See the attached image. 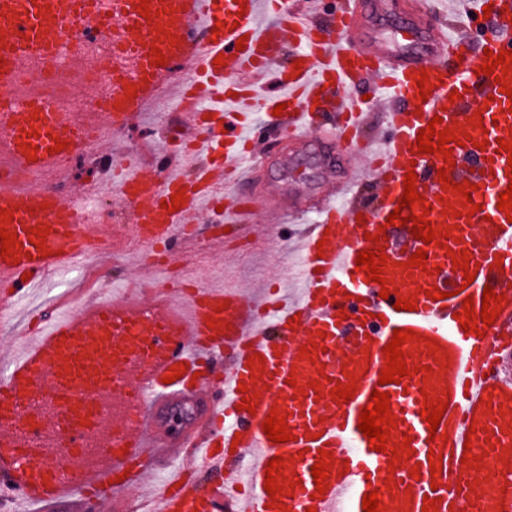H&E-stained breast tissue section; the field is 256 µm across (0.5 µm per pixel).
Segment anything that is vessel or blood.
Instances as JSON below:
<instances>
[{
	"label": "vessel or blood",
	"instance_id": "b4317fda",
	"mask_svg": "<svg viewBox=\"0 0 512 512\" xmlns=\"http://www.w3.org/2000/svg\"><path fill=\"white\" fill-rule=\"evenodd\" d=\"M140 2L113 0L138 74L131 81L114 76L112 97L94 121L101 138L133 121L176 67L200 76L194 85L178 84L179 96L204 103L186 115L195 131L189 172L180 170L181 154L168 150L160 157L162 172L139 167L122 180V200L139 217L129 236L142 250L160 245L173 260L187 244L183 229L204 209L222 207L228 221L251 213L252 198L227 202L214 191L250 182L260 129L279 128L298 146L331 131L338 144L356 147L364 123L360 88L368 79L385 100L383 132L369 163L381 203L372 208L359 201L350 180L341 200L323 204L299 243L301 289L294 295L253 301L241 288L209 286L193 289L178 306L156 287L144 296L95 298L79 309L54 311L0 365V499L41 512L64 502L77 512H112L149 468L162 465L171 472L153 496L158 512H364L363 497L372 491L385 512H422L428 498L438 512H455L461 503L465 512H512V379L501 373L503 358L512 357L504 340L512 333V223L497 208L512 184V159L498 144L512 137V98L494 77L478 72L487 54L512 49V0H475L473 20L485 23L477 35L471 23L457 32L424 26L415 14L394 20L385 14V0L336 9L328 23L298 0H151L149 20ZM68 9L67 0H0V89L15 87L22 61L64 36ZM394 25L404 33L401 40L387 35ZM288 44L299 67L281 62ZM157 49L165 57L160 67ZM423 72L432 90L421 100ZM454 91L459 99H451ZM279 104L284 111L277 116ZM477 112L483 120L474 127L469 119ZM437 115L442 127L456 125L471 136L447 159L419 152L416 144L419 130ZM59 139L73 151L86 144L78 124L64 123L47 107L0 113V165L28 175L0 182V209L14 216L7 230L23 244L16 260L0 257L1 312L13 310L49 274L108 247L104 225L76 223L69 196L41 185L61 158L53 150ZM86 145L104 167H113L99 140ZM411 170L425 198L411 214L426 212L432 227H450L444 246L423 244L406 226L384 243L372 240L402 199ZM446 178L474 189L466 197L443 190ZM177 192L185 197L181 208H163ZM468 198L480 206L471 217L462 212ZM34 227L48 231L43 248L31 241ZM421 248L427 268L409 266ZM366 249L384 250L395 295L382 298L381 284L357 270ZM454 250L469 253L472 284L453 265ZM488 286L507 302L484 335L465 332L456 315L466 297L481 300ZM432 288L443 299L426 298ZM401 296L414 297L415 310H395ZM398 329L415 334L401 346L409 373L383 388L397 422L392 441H409L412 456L392 468L387 454L371 450L358 422L381 388L383 348ZM487 335L497 337L496 347L486 346ZM257 354L262 362H254ZM178 365L185 368L182 378L165 383ZM426 365L432 368L427 376L421 373ZM351 381L353 399L333 402L334 385ZM247 392L255 396L250 412L241 408ZM440 397L448 403L438 426L447 435L443 441L431 439L420 414L424 400ZM182 402L205 405L202 425L160 443L159 409ZM275 408L291 441L274 443L263 431ZM324 450L332 467L320 494L311 468ZM431 452L442 457L436 479ZM467 452L480 457V469L462 464ZM277 456L295 488L273 498L265 472Z\"/></svg>",
	"mask_w": 512,
	"mask_h": 512
}]
</instances>
